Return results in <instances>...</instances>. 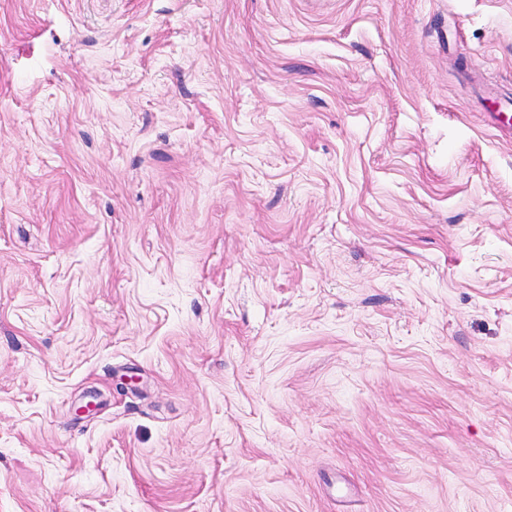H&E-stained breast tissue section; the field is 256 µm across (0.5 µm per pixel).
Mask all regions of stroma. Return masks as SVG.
<instances>
[{
    "label": "stroma",
    "instance_id": "35a3bbf8",
    "mask_svg": "<svg viewBox=\"0 0 512 512\" xmlns=\"http://www.w3.org/2000/svg\"><path fill=\"white\" fill-rule=\"evenodd\" d=\"M491 112L512 0H0V512H512Z\"/></svg>",
    "mask_w": 512,
    "mask_h": 512
}]
</instances>
